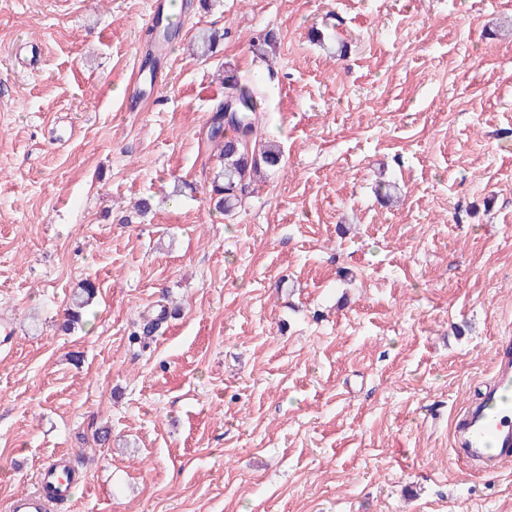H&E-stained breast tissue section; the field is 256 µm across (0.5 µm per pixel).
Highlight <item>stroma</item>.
<instances>
[{"label": "stroma", "mask_w": 512, "mask_h": 512, "mask_svg": "<svg viewBox=\"0 0 512 512\" xmlns=\"http://www.w3.org/2000/svg\"><path fill=\"white\" fill-rule=\"evenodd\" d=\"M149 14L0 0V512L59 453V512H512L451 440L512 336V0H215L138 98ZM228 63L283 160L226 217ZM96 294L97 287L93 281L86 279L79 284V287L73 293L71 304L67 309L66 319L63 324L65 329H74L75 325L82 322L83 316L96 298Z\"/></svg>", "instance_id": "35a3bbf8"}]
</instances>
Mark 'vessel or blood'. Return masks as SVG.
Instances as JSON below:
<instances>
[{
	"label": "vessel or blood",
	"instance_id": "obj_1",
	"mask_svg": "<svg viewBox=\"0 0 512 512\" xmlns=\"http://www.w3.org/2000/svg\"><path fill=\"white\" fill-rule=\"evenodd\" d=\"M493 371V383L465 409L455 431L457 454L488 472L512 460V401L502 396L503 387L512 383V336L498 339ZM51 487L64 490L65 482L60 471L47 467L39 474L37 491L11 498L9 512H49Z\"/></svg>",
	"mask_w": 512,
	"mask_h": 512
}]
</instances>
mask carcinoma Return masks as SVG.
Masks as SVG:
<instances>
[{
    "mask_svg": "<svg viewBox=\"0 0 512 512\" xmlns=\"http://www.w3.org/2000/svg\"><path fill=\"white\" fill-rule=\"evenodd\" d=\"M221 39L223 35L216 29L202 31L197 45L199 56H209ZM275 43L276 35L268 31L254 37L250 49L262 59ZM217 80L224 85V97L235 102V112L230 123H224L223 104L220 103L213 116L211 138L218 151L219 165L206 194L215 210L227 215L242 203L262 171L279 164L282 150L280 145L264 140L260 133L257 110L263 93L253 79L227 64L218 71ZM229 129L232 130L230 135L227 134ZM96 294L97 287L93 281L87 279L79 284L67 309L65 329L82 322Z\"/></svg>",
    "mask_w": 512,
    "mask_h": 512,
    "instance_id": "carcinoma-1",
    "label": "carcinoma"
}]
</instances>
